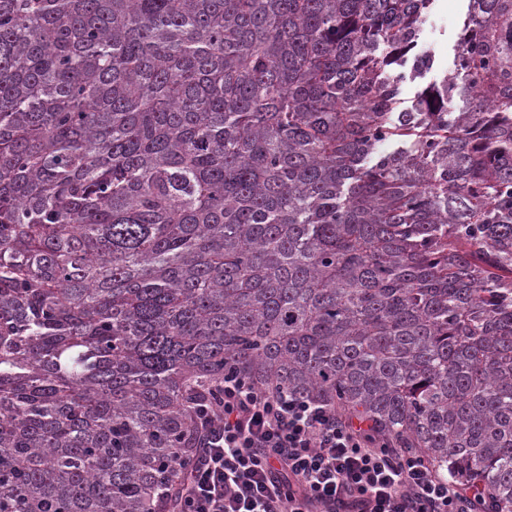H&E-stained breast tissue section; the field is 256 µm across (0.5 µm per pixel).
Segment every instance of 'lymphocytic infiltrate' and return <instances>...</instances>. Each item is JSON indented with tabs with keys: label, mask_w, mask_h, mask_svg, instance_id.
<instances>
[{
	"label": "lymphocytic infiltrate",
	"mask_w": 512,
	"mask_h": 512,
	"mask_svg": "<svg viewBox=\"0 0 512 512\" xmlns=\"http://www.w3.org/2000/svg\"><path fill=\"white\" fill-rule=\"evenodd\" d=\"M177 512H484L476 494L363 421L226 372L200 411Z\"/></svg>",
	"instance_id": "lymphocytic-infiltrate-1"
}]
</instances>
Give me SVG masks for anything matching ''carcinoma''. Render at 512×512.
<instances>
[{"mask_svg":"<svg viewBox=\"0 0 512 512\" xmlns=\"http://www.w3.org/2000/svg\"><path fill=\"white\" fill-rule=\"evenodd\" d=\"M432 3L0 0V512H168L229 368L512 512V0L405 107Z\"/></svg>","mask_w":512,"mask_h":512,"instance_id":"1","label":"carcinoma"}]
</instances>
